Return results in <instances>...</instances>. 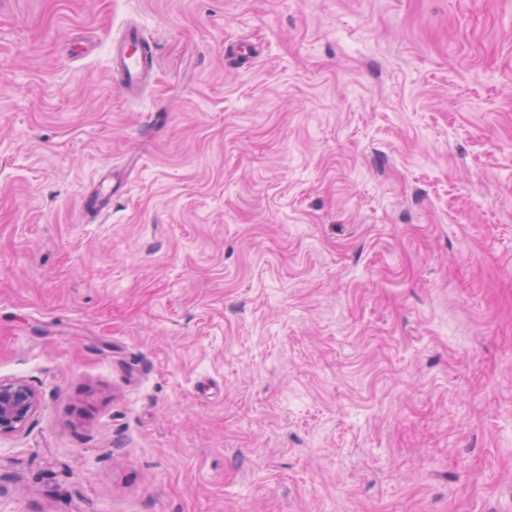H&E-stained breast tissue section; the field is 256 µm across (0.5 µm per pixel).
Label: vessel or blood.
Segmentation results:
<instances>
[{"mask_svg": "<svg viewBox=\"0 0 512 512\" xmlns=\"http://www.w3.org/2000/svg\"><path fill=\"white\" fill-rule=\"evenodd\" d=\"M154 52L153 43L145 38L141 27L137 25L126 27L121 37L113 41L110 50L112 73L127 96H135L151 84ZM113 189L110 179L100 181L96 190L84 199V211L98 213L104 210Z\"/></svg>", "mask_w": 512, "mask_h": 512, "instance_id": "vessel-or-blood-1", "label": "vessel or blood"}]
</instances>
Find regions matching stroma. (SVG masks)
Listing matches in <instances>:
<instances>
[{"label": "stroma", "mask_w": 512, "mask_h": 512, "mask_svg": "<svg viewBox=\"0 0 512 512\" xmlns=\"http://www.w3.org/2000/svg\"><path fill=\"white\" fill-rule=\"evenodd\" d=\"M0 380V512H512V0H0ZM154 52L153 43L145 38L139 25L126 27L121 37L112 42V73L127 96H135L152 83ZM114 185L111 179H103L99 182L97 189L86 196L83 201V209L87 213H100L104 210L112 197ZM37 405V393L26 382L0 380V434L22 429Z\"/></svg>", "instance_id": "1"}]
</instances>
